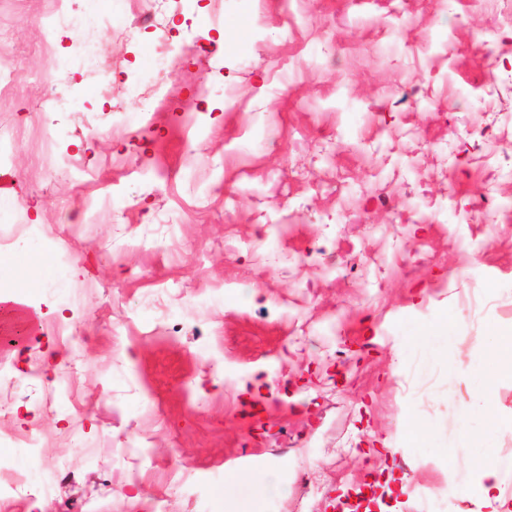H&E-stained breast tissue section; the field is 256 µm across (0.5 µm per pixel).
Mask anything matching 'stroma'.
Returning a JSON list of instances; mask_svg holds the SVG:
<instances>
[{"instance_id":"stroma-1","label":"stroma","mask_w":512,"mask_h":512,"mask_svg":"<svg viewBox=\"0 0 512 512\" xmlns=\"http://www.w3.org/2000/svg\"><path fill=\"white\" fill-rule=\"evenodd\" d=\"M54 7L0 0V225L31 226L0 258L35 317L0 344L11 512H331L379 481L512 512V0H183L148 30L147 0H75L104 25L49 50ZM82 41L102 74L45 83ZM491 456L497 510L463 492ZM268 472L293 481L254 496Z\"/></svg>"}]
</instances>
